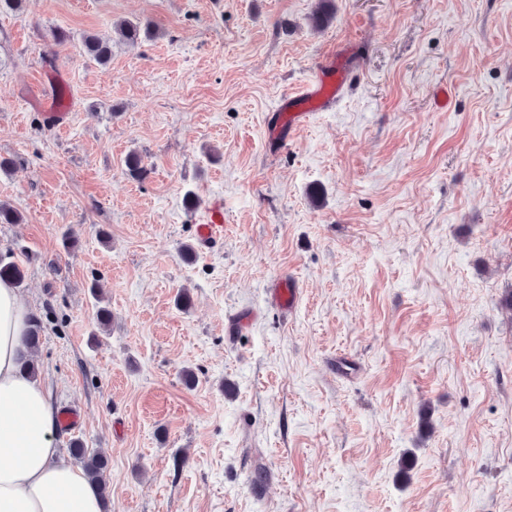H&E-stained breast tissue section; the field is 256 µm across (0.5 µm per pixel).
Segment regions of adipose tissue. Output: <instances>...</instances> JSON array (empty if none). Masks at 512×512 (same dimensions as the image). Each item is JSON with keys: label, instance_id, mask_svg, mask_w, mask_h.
<instances>
[{"label": "adipose tissue", "instance_id": "obj_1", "mask_svg": "<svg viewBox=\"0 0 512 512\" xmlns=\"http://www.w3.org/2000/svg\"><path fill=\"white\" fill-rule=\"evenodd\" d=\"M28 326L17 288L0 280V512H103L98 488L54 444L43 381L21 367Z\"/></svg>", "mask_w": 512, "mask_h": 512}]
</instances>
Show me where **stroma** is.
<instances>
[{
  "label": "stroma",
  "mask_w": 512,
  "mask_h": 512,
  "mask_svg": "<svg viewBox=\"0 0 512 512\" xmlns=\"http://www.w3.org/2000/svg\"><path fill=\"white\" fill-rule=\"evenodd\" d=\"M319 5L0 15V204L23 217L0 253L79 416L55 443L107 456L112 512H512V0H332L317 29ZM120 20L152 38L114 40ZM331 55L341 98L271 147L279 97ZM216 198L224 237L185 261ZM78 48L80 55L100 65H106L112 57V44L95 34H83ZM271 301L278 309L291 313L298 305L302 289L299 282L288 274L283 275L274 285Z\"/></svg>",
  "instance_id": "1"
}]
</instances>
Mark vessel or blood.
Masks as SVG:
<instances>
[{"instance_id":"b4317fda","label":"vessel or blood","mask_w":512,"mask_h":512,"mask_svg":"<svg viewBox=\"0 0 512 512\" xmlns=\"http://www.w3.org/2000/svg\"><path fill=\"white\" fill-rule=\"evenodd\" d=\"M348 81V73L336 62L317 67L313 76L294 92L283 95L267 123L271 140L281 133L295 132L311 119L316 111L336 102ZM198 249L210 248L224 236V203L215 201L206 210L195 229ZM302 296L299 282L291 276H282L274 286L271 301L275 307L293 311Z\"/></svg>"}]
</instances>
